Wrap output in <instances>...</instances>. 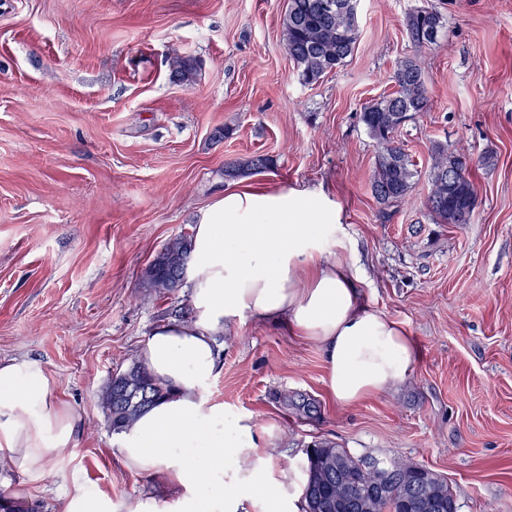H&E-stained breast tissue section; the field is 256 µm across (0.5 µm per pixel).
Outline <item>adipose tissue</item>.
I'll return each instance as SVG.
<instances>
[{"instance_id":"obj_1","label":"adipose tissue","mask_w":512,"mask_h":512,"mask_svg":"<svg viewBox=\"0 0 512 512\" xmlns=\"http://www.w3.org/2000/svg\"><path fill=\"white\" fill-rule=\"evenodd\" d=\"M345 234L326 196L294 187L230 188L202 209L191 238L192 319L158 324L139 352L165 395L118 438L122 465L156 479L166 497L131 512H300L277 425L226 417L206 398L218 341L246 317L316 345L336 405L362 403L412 374L416 344L404 324L361 303L353 264L339 252ZM81 424L42 363L0 362V471L64 478Z\"/></svg>"}]
</instances>
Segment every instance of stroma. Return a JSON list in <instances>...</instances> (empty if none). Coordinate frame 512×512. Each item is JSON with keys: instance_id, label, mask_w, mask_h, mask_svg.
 Segmentation results:
<instances>
[{"instance_id": "stroma-1", "label": "stroma", "mask_w": 512, "mask_h": 512, "mask_svg": "<svg viewBox=\"0 0 512 512\" xmlns=\"http://www.w3.org/2000/svg\"><path fill=\"white\" fill-rule=\"evenodd\" d=\"M285 6L0 0V360L46 365L81 416L69 481L110 495L112 512L162 497L121 464L98 397L156 325L191 318L189 286L143 288L156 252L229 187L227 161L267 155L273 168L252 182L339 209L361 299L405 324L415 370L334 406L315 345L249 317L218 343L208 401L276 423L291 467L313 442L332 443L444 476L458 512H512V0H358L353 56L313 85L285 48ZM420 8L445 24L422 48L405 31ZM176 55L197 62L192 84L173 78ZM409 58L431 106L398 137L420 176L384 206L360 112ZM224 127L231 137L216 138ZM436 141L475 162L472 223H434L424 206ZM302 400L311 413L296 410ZM0 489L22 512H63L57 479L1 473Z\"/></svg>"}]
</instances>
